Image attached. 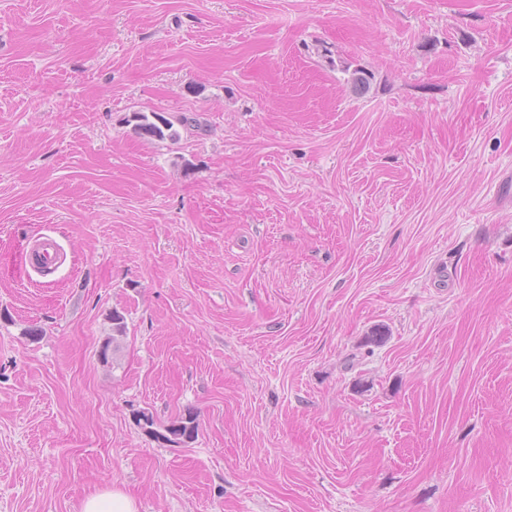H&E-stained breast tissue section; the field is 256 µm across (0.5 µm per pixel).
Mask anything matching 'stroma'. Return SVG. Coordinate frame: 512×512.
Returning <instances> with one entry per match:
<instances>
[{
	"label": "stroma",
	"instance_id": "35a3bbf8",
	"mask_svg": "<svg viewBox=\"0 0 512 512\" xmlns=\"http://www.w3.org/2000/svg\"><path fill=\"white\" fill-rule=\"evenodd\" d=\"M108 489L512 512V0H0V512ZM155 121L150 120L145 113H136L133 118L137 120L136 128L142 136L157 140L169 139L175 142L179 139V133L174 128V122L157 112L151 113ZM58 244L52 237H42L35 243H29L23 252V270L46 272L53 269L58 259ZM112 320V338L104 342L102 347L105 352L99 357L101 363L109 365L116 361L117 353L120 351L122 339L126 333V326L124 316L119 311H113L111 315ZM115 333V334H114ZM138 425H141L146 432L152 435L155 439L161 440L166 443L186 444L192 442L198 435L199 424L197 416L189 411L175 420L171 421L164 427L165 433H160L153 429L155 420L153 414L148 411H140L136 419Z\"/></svg>",
	"mask_w": 512,
	"mask_h": 512
}]
</instances>
